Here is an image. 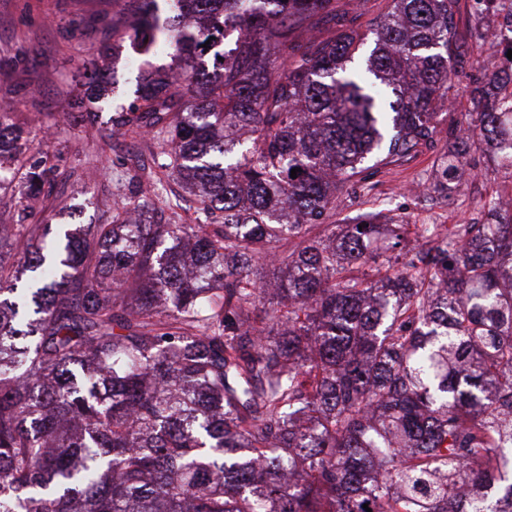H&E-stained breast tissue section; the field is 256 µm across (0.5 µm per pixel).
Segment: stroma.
<instances>
[{"label":"stroma","instance_id":"1","mask_svg":"<svg viewBox=\"0 0 512 512\" xmlns=\"http://www.w3.org/2000/svg\"><path fill=\"white\" fill-rule=\"evenodd\" d=\"M121 9L120 0H0V101L11 105L29 161L48 169L52 183L51 195L32 208L30 223H110L117 204L138 198L140 185L134 176L139 166H153L159 155L152 135L112 127L109 111H102L93 126L78 118L80 110L91 106L86 71H113L118 84L114 102L126 105L149 68L173 64L166 53H135L127 39L116 57L100 55L102 39L111 33L112 19ZM475 10V0H459L458 36L469 63L452 80L434 149L375 175L369 196L351 189L337 193V213L397 209L409 223L450 227L480 220L482 205L492 195L512 193V178L496 171L488 155L475 147L466 157L473 180L444 198L428 189L449 133L472 109L476 78L500 62L499 53L476 47L470 37L474 21L495 27L500 19L491 13L476 15ZM133 54L138 62L132 66L128 58ZM416 182L425 184V191L407 193V186Z\"/></svg>","mask_w":512,"mask_h":512}]
</instances>
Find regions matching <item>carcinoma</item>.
Masks as SVG:
<instances>
[{
    "label": "carcinoma",
    "instance_id": "obj_1",
    "mask_svg": "<svg viewBox=\"0 0 512 512\" xmlns=\"http://www.w3.org/2000/svg\"><path fill=\"white\" fill-rule=\"evenodd\" d=\"M476 2L507 33L442 197L473 141L512 174V0ZM125 4L112 36L180 65L112 126L162 137L213 223L124 206L57 252L49 224H0V512H512V211L411 247L381 211L326 223L336 190L434 145L459 0H391L364 30L338 0ZM314 19L341 30L303 38ZM13 130L0 111V155L45 197Z\"/></svg>",
    "mask_w": 512,
    "mask_h": 512
}]
</instances>
